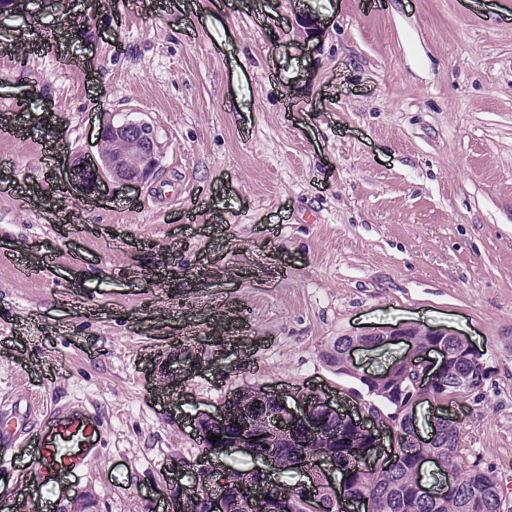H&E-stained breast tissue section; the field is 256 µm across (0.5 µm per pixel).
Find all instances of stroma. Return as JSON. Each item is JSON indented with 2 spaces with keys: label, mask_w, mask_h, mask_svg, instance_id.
Listing matches in <instances>:
<instances>
[{
  "label": "stroma",
  "mask_w": 512,
  "mask_h": 512,
  "mask_svg": "<svg viewBox=\"0 0 512 512\" xmlns=\"http://www.w3.org/2000/svg\"><path fill=\"white\" fill-rule=\"evenodd\" d=\"M105 112L153 120L162 165L91 198L66 169ZM2 116L33 131L0 138V404H83L106 446L36 493L28 446L1 443V504L167 512L199 413L344 397L336 338L404 323L479 351L460 446L512 502V0H27L0 15Z\"/></svg>",
  "instance_id": "1"
}]
</instances>
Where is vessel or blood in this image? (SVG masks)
<instances>
[{
  "label": "vessel or blood",
  "mask_w": 512,
  "mask_h": 512,
  "mask_svg": "<svg viewBox=\"0 0 512 512\" xmlns=\"http://www.w3.org/2000/svg\"><path fill=\"white\" fill-rule=\"evenodd\" d=\"M24 438L33 450L32 486L67 484L88 469L105 443L101 418L81 404H71L54 412L44 425L31 427L16 414L0 413V442Z\"/></svg>",
  "instance_id": "b4317fda"
}]
</instances>
